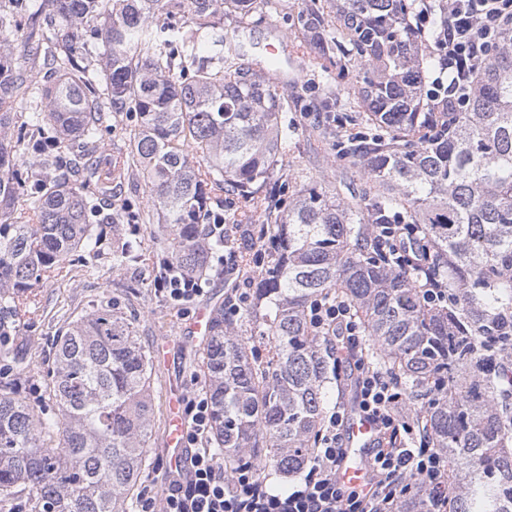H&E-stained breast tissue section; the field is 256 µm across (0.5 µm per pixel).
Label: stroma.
I'll list each match as a JSON object with an SVG mask.
<instances>
[{
	"instance_id": "stroma-1",
	"label": "stroma",
	"mask_w": 512,
	"mask_h": 512,
	"mask_svg": "<svg viewBox=\"0 0 512 512\" xmlns=\"http://www.w3.org/2000/svg\"><path fill=\"white\" fill-rule=\"evenodd\" d=\"M309 0H274L262 19L239 28L232 14L217 13L219 27L232 38L241 54L242 64L262 67L269 55L279 60V80L291 83L300 98L297 107L283 113L281 124L293 132L288 151L273 174L261 183L259 196L282 195L291 189L314 184L335 188L345 198H353L360 187V175L348 161L332 160L334 138L321 134L325 104L336 106L341 121L356 117L357 107L350 76H321L294 48V34L288 19L305 8ZM112 227H101L100 250L89 261L73 263L64 277L34 285L30 293L39 303L33 319H22L11 344L27 356L26 369L18 371L0 361V383L12 386L34 406L45 404V375L53 362L52 342L70 322L88 312L100 301L113 300L125 313L137 316L136 336L142 345L153 347L167 342L172 346L174 362L155 367L151 377L153 428L149 459L140 472L136 495L161 496L168 486L164 459V382L168 376L178 377L185 394L201 391L202 345L181 338L190 315L181 313L156 284L164 248L151 251L147 261L131 264L122 270L112 268ZM248 268L244 263L227 259L213 263L209 283L196 305L216 308L230 298H238L245 290Z\"/></svg>"
}]
</instances>
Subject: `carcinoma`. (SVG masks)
Instances as JSON below:
<instances>
[{
	"instance_id": "carcinoma-1",
	"label": "carcinoma",
	"mask_w": 512,
	"mask_h": 512,
	"mask_svg": "<svg viewBox=\"0 0 512 512\" xmlns=\"http://www.w3.org/2000/svg\"><path fill=\"white\" fill-rule=\"evenodd\" d=\"M12 2L0 15V334L30 313L28 288L98 252L95 224L119 237L120 270L149 253L120 239L121 226L157 216L150 240L206 282L233 233L215 235L212 206L235 198L238 223L259 212L268 221L269 259L242 317L266 356L252 357L224 310L213 315L201 371L209 445L224 468L244 454L265 476L301 469L340 384L306 318L312 301L332 297L351 303L368 360L400 383L429 447L448 457L446 512H512V396L480 366L499 347L483 326L512 314V31L464 111L445 112L422 87L430 58L410 29L414 0H327L298 12V53L352 73L368 132L336 138V156L364 177L361 202L307 185L286 203L255 197L253 185L288 148L280 117L297 106L294 90L275 60L255 72L233 63L237 47L211 21L222 10L245 24L268 0ZM162 29L170 37L158 51ZM22 54L31 67L18 66ZM32 87L35 112L12 111ZM120 114L133 118L129 147L104 179L97 159ZM133 173L144 195L114 201ZM396 221L417 226L448 279V303H426L416 278L375 247L371 225ZM153 368L115 304L72 321L47 374L56 410L38 413L0 388V508L25 498L30 512H135ZM426 509L415 490L398 512Z\"/></svg>"
}]
</instances>
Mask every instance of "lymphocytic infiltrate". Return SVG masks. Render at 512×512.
I'll list each match as a JSON object with an SVG mask.
<instances>
[{
    "label": "lymphocytic infiltrate",
    "mask_w": 512,
    "mask_h": 512,
    "mask_svg": "<svg viewBox=\"0 0 512 512\" xmlns=\"http://www.w3.org/2000/svg\"><path fill=\"white\" fill-rule=\"evenodd\" d=\"M412 29L438 57L439 68L425 77L432 106L459 112L467 105L476 75L489 63L505 32L512 30V0H417ZM377 238L395 266L415 273L423 297L434 303L448 293L431 270V253L411 224H380ZM309 318L326 330L327 348L342 351L350 366L348 378L360 409L377 425L372 452L374 481L361 491L336 479L342 456L345 405L326 412L311 458L297 478L275 489L255 462L241 458L225 469L208 448L211 404L206 393L186 397L185 446L190 473L170 480L161 497H144L140 512H396L410 494L409 476H416L429 494L432 512H441L448 460L432 451L412 416L402 407L399 383L366 358L361 336L343 300L312 303Z\"/></svg>",
    "instance_id": "f902f5d3"
}]
</instances>
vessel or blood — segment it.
<instances>
[{
	"label": "vessel or blood",
	"instance_id": "b4317fda",
	"mask_svg": "<svg viewBox=\"0 0 512 512\" xmlns=\"http://www.w3.org/2000/svg\"><path fill=\"white\" fill-rule=\"evenodd\" d=\"M168 416L165 429L168 476L182 470L185 461V421L182 390L175 387L167 395ZM345 456L337 471L338 480L356 489H368L371 476L370 457L376 444L377 427L360 410L357 402H349L344 423Z\"/></svg>",
	"mask_w": 512,
	"mask_h": 512
}]
</instances>
